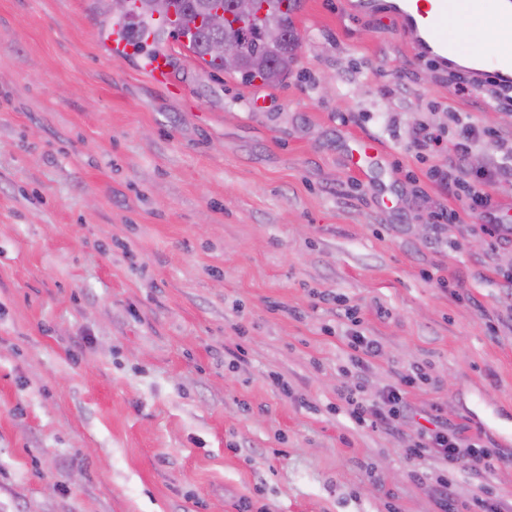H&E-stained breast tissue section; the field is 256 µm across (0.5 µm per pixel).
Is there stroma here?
Segmentation results:
<instances>
[{
  "instance_id": "1",
  "label": "stroma",
  "mask_w": 512,
  "mask_h": 512,
  "mask_svg": "<svg viewBox=\"0 0 512 512\" xmlns=\"http://www.w3.org/2000/svg\"><path fill=\"white\" fill-rule=\"evenodd\" d=\"M350 2L301 0L267 86L171 38L161 85L98 0H0V512H439L441 475L449 512L512 502V177L493 238L429 176L461 120L493 168L512 106ZM417 368L412 408L498 452L484 476L337 406ZM349 346L354 351L350 356L351 361L360 370L364 369L368 359L378 357L380 354V345L377 340L358 335L357 332L351 336Z\"/></svg>"
}]
</instances>
